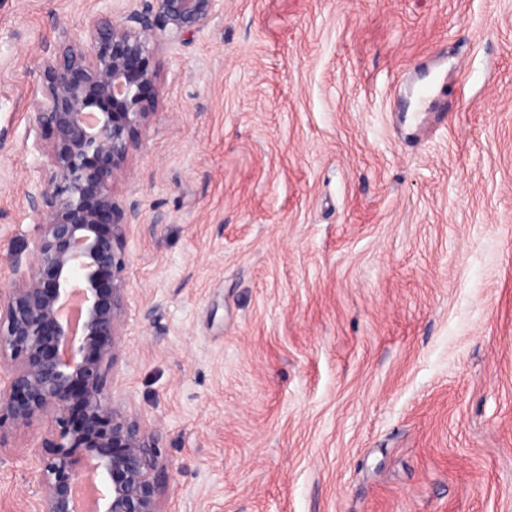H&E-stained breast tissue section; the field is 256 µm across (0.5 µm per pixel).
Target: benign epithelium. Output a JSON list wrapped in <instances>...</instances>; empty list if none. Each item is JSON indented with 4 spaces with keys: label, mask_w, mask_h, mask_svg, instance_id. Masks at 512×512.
<instances>
[{
    "label": "benign epithelium",
    "mask_w": 512,
    "mask_h": 512,
    "mask_svg": "<svg viewBox=\"0 0 512 512\" xmlns=\"http://www.w3.org/2000/svg\"><path fill=\"white\" fill-rule=\"evenodd\" d=\"M223 0H140L117 18L68 32L44 61L33 124L51 140L30 203L38 232L16 250L0 285V445L13 429L46 424L39 512H77L87 475L94 512H158L162 471L155 433L112 396L128 289L125 251L139 223L119 181L143 146L162 91L150 64L159 41L204 28Z\"/></svg>",
    "instance_id": "1"
}]
</instances>
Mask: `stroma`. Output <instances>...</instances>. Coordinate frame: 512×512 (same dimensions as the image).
<instances>
[{"label": "stroma", "instance_id": "obj_1", "mask_svg": "<svg viewBox=\"0 0 512 512\" xmlns=\"http://www.w3.org/2000/svg\"><path fill=\"white\" fill-rule=\"evenodd\" d=\"M137 4L0 0V283L46 51ZM153 63L112 387L159 512H512V0H224ZM44 430L0 512H38Z\"/></svg>", "mask_w": 512, "mask_h": 512}]
</instances>
